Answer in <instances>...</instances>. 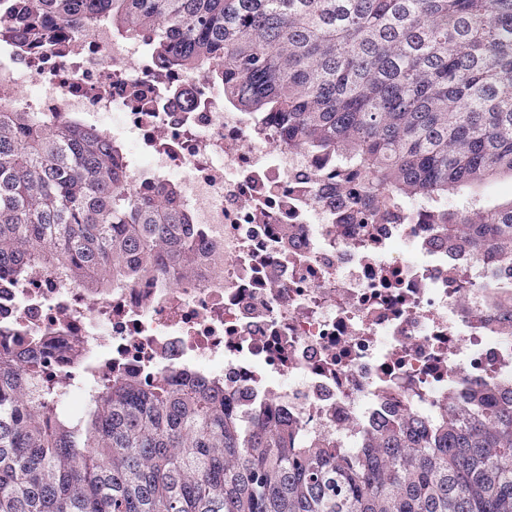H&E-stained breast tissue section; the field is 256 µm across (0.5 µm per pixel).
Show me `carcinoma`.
<instances>
[{
  "label": "carcinoma",
  "instance_id": "cac0c4a2",
  "mask_svg": "<svg viewBox=\"0 0 512 512\" xmlns=\"http://www.w3.org/2000/svg\"><path fill=\"white\" fill-rule=\"evenodd\" d=\"M101 19L269 113L370 205L457 196L448 237L512 248V199L478 194L512 178V0H0V31L32 44ZM177 192L130 195L103 133L0 103V274L101 291L186 267L201 243ZM40 358L0 354V512H512V390L347 453L275 407L247 425L196 373L105 381L73 419Z\"/></svg>",
  "mask_w": 512,
  "mask_h": 512
}]
</instances>
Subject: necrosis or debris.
Masks as SVG:
<instances>
[{
	"label": "necrosis or debris",
	"mask_w": 512,
	"mask_h": 512,
	"mask_svg": "<svg viewBox=\"0 0 512 512\" xmlns=\"http://www.w3.org/2000/svg\"><path fill=\"white\" fill-rule=\"evenodd\" d=\"M0 101L105 133L127 190L177 184L204 243L190 269L102 292L41 265L0 277V347L42 343L62 403L121 373L196 372L240 411L277 406L352 453L382 421L438 424L474 390L512 387V255L442 240L431 204L362 222L315 156L204 74L102 23L1 48Z\"/></svg>",
	"instance_id": "1"
}]
</instances>
